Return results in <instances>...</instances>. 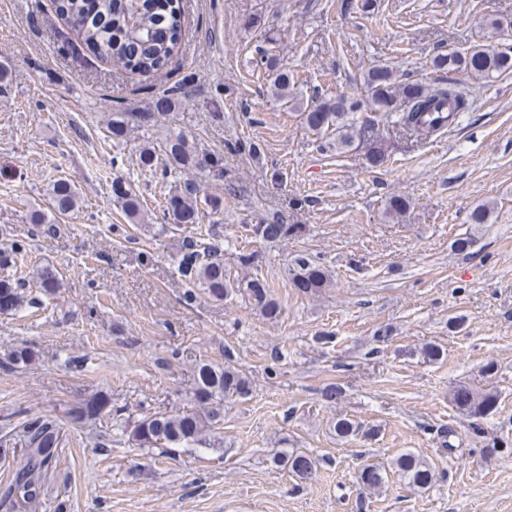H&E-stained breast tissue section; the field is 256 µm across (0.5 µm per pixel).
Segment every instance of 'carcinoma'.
<instances>
[{
	"mask_svg": "<svg viewBox=\"0 0 512 512\" xmlns=\"http://www.w3.org/2000/svg\"><path fill=\"white\" fill-rule=\"evenodd\" d=\"M56 11L75 32L81 49L100 61H109L132 74L155 75L162 72L171 59L182 49L183 12L181 0H55ZM278 39L273 34L265 36L255 49L256 66L265 70L270 93L286 104L298 106L294 75L282 63ZM436 71L453 75L466 72L474 78L489 79L494 75L512 72V48L500 49L486 43H477L464 52L450 50L437 54L431 62ZM366 101L355 97H313L300 112L305 127L338 150L349 149L355 141L374 139L379 123L386 121L413 135L429 136L440 127L429 124L424 116L444 105L452 108L451 123H456L464 110L463 93L453 84L441 90H430L423 82L396 77L387 66L369 69L363 81ZM185 86L165 90L154 103V111L146 113L141 123H157L182 104L186 98ZM367 104V113L360 126H355L354 114ZM113 139L121 141L129 132L126 112H114L111 119ZM141 165L150 172L163 164L162 175L172 169L201 171L215 179H224V159L215 154L198 151L187 136L172 132L165 140L164 149L156 151L146 144L139 155ZM195 182H187L184 189L172 193L166 201L163 215L177 224H196L199 220ZM54 217L67 216L79 207L80 198L75 184L67 178L55 180L48 189ZM113 202L119 205L130 220L142 218L144 207L139 195L130 184L117 179L112 182ZM409 203L401 196H393L386 207L392 220L405 216ZM245 231L266 241L288 238L295 227L288 224H255ZM218 244L202 248L189 241L178 261L177 270L192 288L184 300L193 302L203 294L222 301L241 290L268 319H276L281 307L272 295L268 282L253 276L238 284L231 283L224 273V263L218 258ZM26 251L20 239L6 240L0 247V298L8 300L1 313L18 311L24 304L21 284L13 279L17 260ZM32 279L43 294L51 298L63 287L60 272L49 266L37 267ZM331 282L329 272L307 257L295 260L292 283L305 295H316ZM34 360L32 351L17 348L7 355L4 366L9 369L27 365ZM192 406L188 410L148 414L138 420L128 434V442L138 448H188L209 445L221 449V442L214 434L224 421V402L245 398L251 392V381L246 373L231 364V354H225L221 364L202 362L194 371ZM457 410L467 416L486 418L497 411L499 396L496 393H475L460 384L451 393ZM107 403L98 396L79 402L69 409L67 417L74 423L103 417ZM63 427L53 416H38L22 424L20 451L22 460L15 468L0 494L4 501L20 509L35 507L45 496L47 480L56 466L59 450L63 447ZM292 475L307 479L316 471V460L301 452L286 453L274 460ZM394 475L408 485L423 490L438 481V473L425 459L412 453L399 455L393 466ZM361 484L374 491L388 482V473L367 465L359 472Z\"/></svg>",
	"mask_w": 512,
	"mask_h": 512,
	"instance_id": "carcinoma-1",
	"label": "carcinoma"
}]
</instances>
